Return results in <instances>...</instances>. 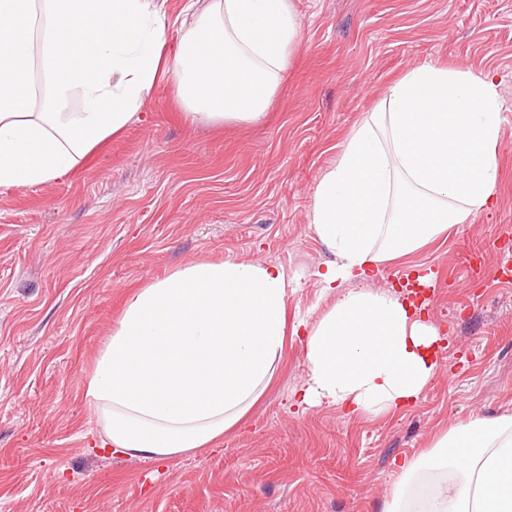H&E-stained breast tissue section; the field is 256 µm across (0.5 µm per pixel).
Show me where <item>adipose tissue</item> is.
Masks as SVG:
<instances>
[{
    "instance_id": "obj_1",
    "label": "adipose tissue",
    "mask_w": 512,
    "mask_h": 512,
    "mask_svg": "<svg viewBox=\"0 0 512 512\" xmlns=\"http://www.w3.org/2000/svg\"><path fill=\"white\" fill-rule=\"evenodd\" d=\"M165 0H0V190L76 168L137 118L169 78L185 120L263 118L301 23L290 0H188L180 49ZM499 81L423 63L394 83L318 179L309 222L333 254L319 278L336 302L305 327L299 404L380 415L434 380L439 328L390 291L361 289L490 207L499 179ZM287 282L261 262H192L138 288L84 379L113 455L165 461L212 447L271 383L287 334ZM429 490L387 512H512V416L478 417L407 458ZM185 5L186 0H166L165 10L167 12L169 21V29L167 35V44L164 51L169 57L175 55L179 50L180 34L178 29L180 27V21L184 18L182 9L185 7ZM178 17L180 21L176 25H173L174 21Z\"/></svg>"
}]
</instances>
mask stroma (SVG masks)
<instances>
[{"mask_svg":"<svg viewBox=\"0 0 512 512\" xmlns=\"http://www.w3.org/2000/svg\"><path fill=\"white\" fill-rule=\"evenodd\" d=\"M301 40L265 117L187 123L170 81L74 171L0 193V512H384L402 460L474 417L512 416V0H292ZM425 62L493 71L504 105L496 201L370 289L435 269L440 370L379 416L299 407L303 336L214 448L167 462L98 448L82 382L129 294L192 261L281 268L288 317L335 302L308 215L319 177L391 84Z\"/></svg>","mask_w":512,"mask_h":512,"instance_id":"1","label":"stroma"}]
</instances>
